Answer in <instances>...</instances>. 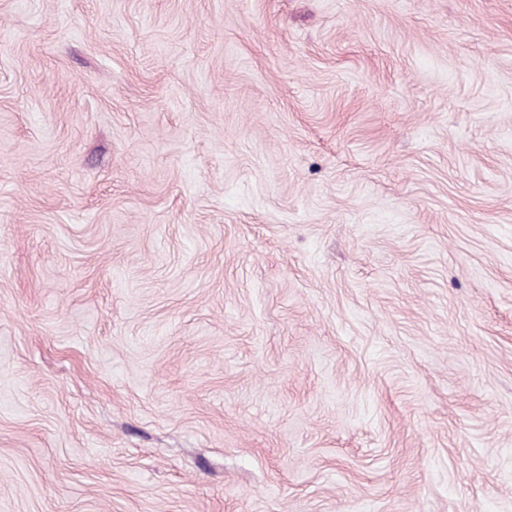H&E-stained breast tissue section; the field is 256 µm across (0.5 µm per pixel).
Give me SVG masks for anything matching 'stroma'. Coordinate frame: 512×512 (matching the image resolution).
<instances>
[{"label":"stroma","mask_w":512,"mask_h":512,"mask_svg":"<svg viewBox=\"0 0 512 512\" xmlns=\"http://www.w3.org/2000/svg\"><path fill=\"white\" fill-rule=\"evenodd\" d=\"M0 512H512V0H0Z\"/></svg>","instance_id":"1"}]
</instances>
